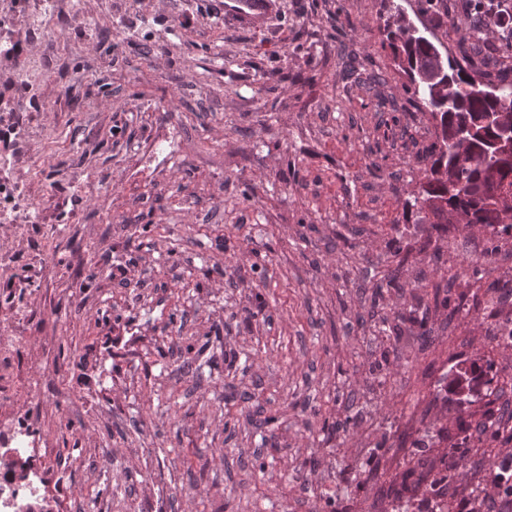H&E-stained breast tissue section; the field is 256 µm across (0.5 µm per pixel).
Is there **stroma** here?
<instances>
[{"label":"stroma","instance_id":"stroma-1","mask_svg":"<svg viewBox=\"0 0 512 512\" xmlns=\"http://www.w3.org/2000/svg\"><path fill=\"white\" fill-rule=\"evenodd\" d=\"M394 1L418 21L421 0L251 21L225 0H0V329L19 337L0 448L29 447L51 512H322L343 489L391 512L424 426L441 454L482 410L430 390L464 360L512 365L492 343L512 308L456 313L462 241L484 236L402 216L435 132L384 32ZM468 6L427 15L454 55ZM47 9L59 36L28 26ZM434 251L458 264L444 303ZM370 313L400 336L376 341ZM351 393L371 414L327 438Z\"/></svg>","mask_w":512,"mask_h":512}]
</instances>
